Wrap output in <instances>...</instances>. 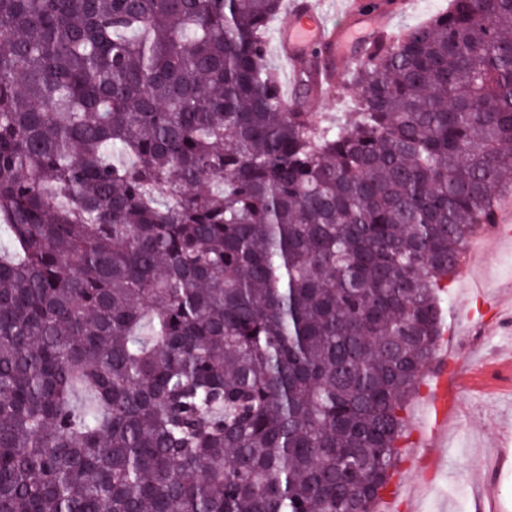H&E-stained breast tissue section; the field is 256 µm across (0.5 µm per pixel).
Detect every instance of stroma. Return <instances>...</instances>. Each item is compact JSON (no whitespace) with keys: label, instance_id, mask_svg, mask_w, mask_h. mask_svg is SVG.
<instances>
[{"label":"stroma","instance_id":"obj_1","mask_svg":"<svg viewBox=\"0 0 512 512\" xmlns=\"http://www.w3.org/2000/svg\"><path fill=\"white\" fill-rule=\"evenodd\" d=\"M477 275L494 273L493 287L474 290L453 278L443 294L446 322L441 346L460 370L483 356L512 352V239L491 238ZM479 324L471 333V324ZM408 444L420 454V472L398 468L379 501L380 512H512V383L490 380L464 390L443 426H436L428 390L410 402Z\"/></svg>","mask_w":512,"mask_h":512}]
</instances>
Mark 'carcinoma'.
<instances>
[{
	"label": "carcinoma",
	"instance_id": "carcinoma-1",
	"mask_svg": "<svg viewBox=\"0 0 512 512\" xmlns=\"http://www.w3.org/2000/svg\"><path fill=\"white\" fill-rule=\"evenodd\" d=\"M283 0H0V512H374L512 186V0L284 103ZM349 68L342 67V72L336 80L339 84L334 94L329 97H322L319 103L314 107L317 112L318 119L321 122H327L336 118V115L342 116L344 112H349L350 97L352 96V89L345 84V75Z\"/></svg>",
	"mask_w": 512,
	"mask_h": 512
}]
</instances>
